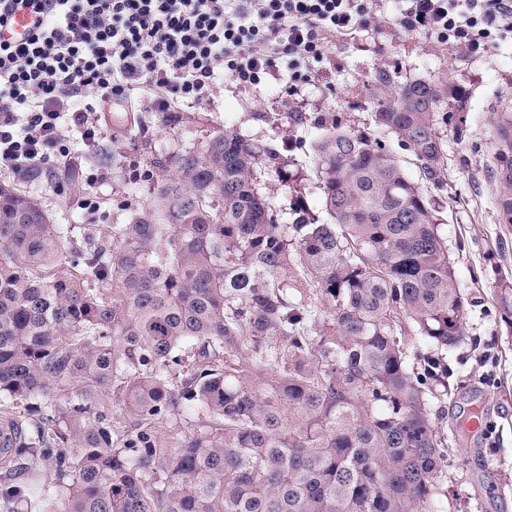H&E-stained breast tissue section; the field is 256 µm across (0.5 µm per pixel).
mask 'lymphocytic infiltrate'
Here are the masks:
<instances>
[{"mask_svg":"<svg viewBox=\"0 0 512 512\" xmlns=\"http://www.w3.org/2000/svg\"><path fill=\"white\" fill-rule=\"evenodd\" d=\"M38 18L21 43L0 39V171L25 177L94 146L103 102L166 114L209 98L218 76L255 85L287 59L303 82L330 37L378 21L375 0H0ZM405 32L476 52L512 34V0H404Z\"/></svg>","mask_w":512,"mask_h":512,"instance_id":"lymphocytic-infiltrate-1","label":"lymphocytic infiltrate"}]
</instances>
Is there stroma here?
Returning a JSON list of instances; mask_svg holds the SVG:
<instances>
[{
    "mask_svg": "<svg viewBox=\"0 0 512 512\" xmlns=\"http://www.w3.org/2000/svg\"><path fill=\"white\" fill-rule=\"evenodd\" d=\"M401 7L400 0H377L383 24L331 38L324 60L296 94H289L283 68L254 87L218 81L208 100L182 105L165 121L147 114L148 130L134 127L116 140L103 135L94 150L80 132H72L67 145L82 168L101 165L96 150L110 156L103 164L110 179L87 187L99 202L96 212L84 209L79 195L61 189L58 167L26 178L2 174L0 182L17 185L55 223L69 225L75 238L88 231L106 240L112 225L127 223L149 197V180L134 185L129 179L132 171L149 170L147 147L168 156L199 150L211 134L233 129L270 147L257 184L289 224L296 209L320 211L311 147L317 123L338 114L352 132L382 137L373 122L372 92L383 71L398 85L430 79L456 86L458 97L443 105L452 119L438 125L445 148L440 173L428 178L408 152L397 156L429 200L467 298L464 339L448 349L419 342L410 363L435 358L442 366L432 384L438 398L430 407L446 454L436 512H512V326L499 316L500 292L512 284V224L500 213L495 136L498 114L512 112V38L468 54L395 26L392 18ZM485 352L495 356V364H481ZM475 408L483 421L478 429L468 424Z\"/></svg>",
    "mask_w": 512,
    "mask_h": 512,
    "instance_id": "35a3bbf8",
    "label": "stroma"
}]
</instances>
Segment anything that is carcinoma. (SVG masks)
Masks as SVG:
<instances>
[{
	"label": "carcinoma",
	"instance_id": "1",
	"mask_svg": "<svg viewBox=\"0 0 512 512\" xmlns=\"http://www.w3.org/2000/svg\"><path fill=\"white\" fill-rule=\"evenodd\" d=\"M458 95L383 73L374 121L433 176ZM496 134L512 224L511 113ZM312 149L324 220L281 223L255 185L268 149L226 129L153 158L148 201L107 244L0 183V415L39 401L11 457L48 466L40 498L13 489L4 512H431L435 371L408 351L456 345L466 297L382 141L334 115ZM186 402L208 422L173 447L161 425Z\"/></svg>",
	"mask_w": 512,
	"mask_h": 512
}]
</instances>
